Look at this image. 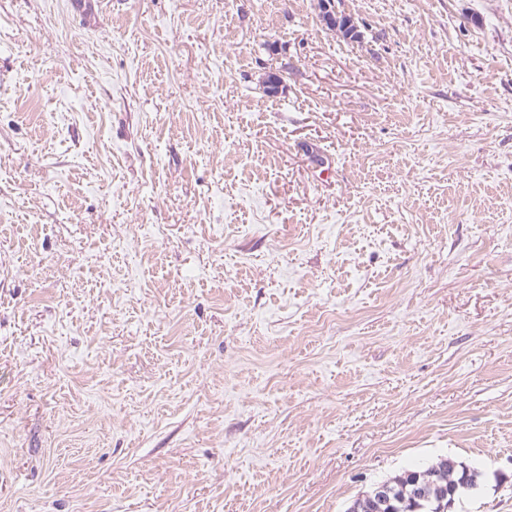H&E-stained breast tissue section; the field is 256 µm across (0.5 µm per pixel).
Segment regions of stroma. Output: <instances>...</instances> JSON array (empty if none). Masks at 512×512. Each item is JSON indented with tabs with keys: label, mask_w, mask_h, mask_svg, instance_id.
I'll use <instances>...</instances> for the list:
<instances>
[{
	"label": "stroma",
	"mask_w": 512,
	"mask_h": 512,
	"mask_svg": "<svg viewBox=\"0 0 512 512\" xmlns=\"http://www.w3.org/2000/svg\"><path fill=\"white\" fill-rule=\"evenodd\" d=\"M0 0V512H512V0ZM467 468L451 458H440L423 470L404 471L383 482L394 489L395 500L381 504L376 512H448L461 495V483H477L478 472ZM456 487L459 489L454 492Z\"/></svg>",
	"instance_id": "stroma-1"
}]
</instances>
